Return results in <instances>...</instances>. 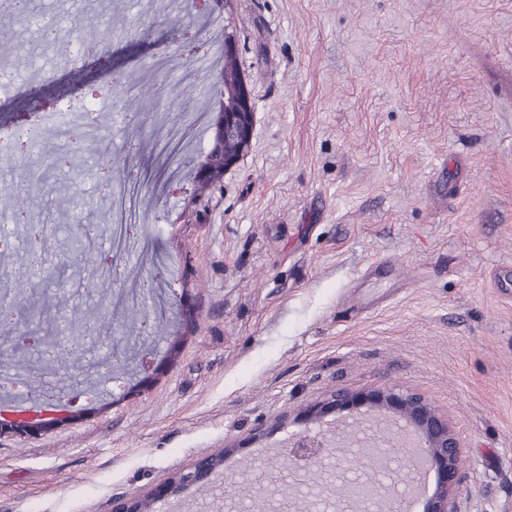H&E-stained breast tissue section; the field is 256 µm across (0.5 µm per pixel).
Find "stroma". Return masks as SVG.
<instances>
[{
    "label": "stroma",
    "mask_w": 512,
    "mask_h": 512,
    "mask_svg": "<svg viewBox=\"0 0 512 512\" xmlns=\"http://www.w3.org/2000/svg\"><path fill=\"white\" fill-rule=\"evenodd\" d=\"M77 16L107 19L96 53L120 58L128 82L95 125L44 118L29 156L46 194L29 217L47 229L40 264L0 258V288L24 284L47 309L29 327L65 339L51 365L28 354L10 367L42 390L71 387L78 412L42 436L0 435V512H107L113 494L227 443L241 449L209 497L252 475L285 479L299 425L254 442L253 428L335 389L385 386L424 395L461 438L457 512H512V288L496 285L512 271V0H229L214 15L206 0H37L36 22L14 19L12 35L44 86L74 83L39 25ZM172 19L194 39L176 46ZM228 32L253 138L197 199L211 134L182 151L155 142L180 109L214 107L208 87L178 84ZM162 56L168 71L147 80ZM73 136L76 165L46 168ZM101 153L118 171L108 194L91 171ZM132 194L155 250L106 266L99 242L73 245L71 225L101 224ZM158 250L175 266L145 343ZM186 306L195 325L139 388L125 364L144 348L162 357ZM87 328L117 342L120 384L89 388Z\"/></svg>",
    "instance_id": "obj_1"
}]
</instances>
